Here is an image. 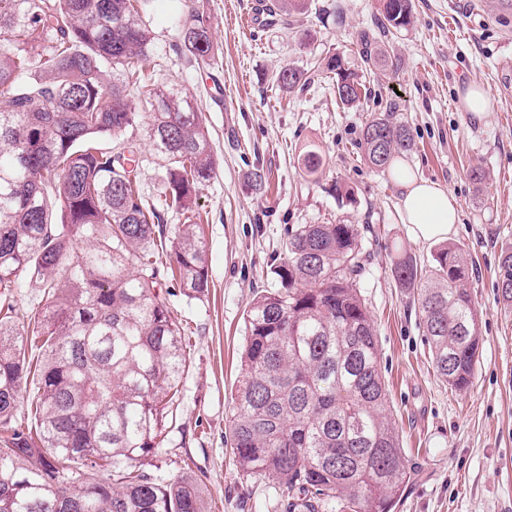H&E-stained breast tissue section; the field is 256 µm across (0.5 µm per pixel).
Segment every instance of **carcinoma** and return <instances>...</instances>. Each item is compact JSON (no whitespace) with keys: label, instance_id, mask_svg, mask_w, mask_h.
I'll return each instance as SVG.
<instances>
[{"label":"carcinoma","instance_id":"obj_1","mask_svg":"<svg viewBox=\"0 0 512 512\" xmlns=\"http://www.w3.org/2000/svg\"><path fill=\"white\" fill-rule=\"evenodd\" d=\"M135 0H0V512H206L201 479H161L148 466L173 421L186 344L165 301L209 293L208 249L196 230L199 194L216 157L202 112L184 91L135 78L153 37ZM291 18L307 0H271ZM378 34L361 36L369 67L398 68L382 38L410 23V0H381ZM185 49L214 52L210 18L182 28ZM40 57L41 75L28 81ZM336 96L363 84L337 57ZM304 73L280 67L288 93ZM136 87L150 106L149 138L162 161L158 198L139 187L130 129ZM364 160L384 171L413 150L391 111L361 132ZM315 174L320 155L299 156ZM168 210L185 220L164 224ZM356 224L286 229L273 273L244 318L242 380L232 396L230 449L239 472L281 489L280 512H394L414 470L400 446L374 322L356 284ZM417 302L437 376L468 388L479 318L461 249L441 246L420 265L393 261ZM499 288L512 304V246ZM38 288L46 305L20 312L14 293ZM35 384L31 422L19 420Z\"/></svg>","mask_w":512,"mask_h":512}]
</instances>
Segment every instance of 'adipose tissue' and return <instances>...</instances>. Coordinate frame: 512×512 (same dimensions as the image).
<instances>
[{
	"instance_id": "1",
	"label": "adipose tissue",
	"mask_w": 512,
	"mask_h": 512,
	"mask_svg": "<svg viewBox=\"0 0 512 512\" xmlns=\"http://www.w3.org/2000/svg\"><path fill=\"white\" fill-rule=\"evenodd\" d=\"M394 181L400 191L403 221L412 235L423 241L448 238L458 221V207L448 190L411 174L395 175Z\"/></svg>"
}]
</instances>
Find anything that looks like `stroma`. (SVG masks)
Wrapping results in <instances>:
<instances>
[{
	"label": "stroma",
	"mask_w": 512,
	"mask_h": 512,
	"mask_svg": "<svg viewBox=\"0 0 512 512\" xmlns=\"http://www.w3.org/2000/svg\"><path fill=\"white\" fill-rule=\"evenodd\" d=\"M412 22L383 48L397 70L370 74L360 37L374 29L380 0H310L306 15L267 16L261 0H139L153 37L138 68L142 83L185 89L203 112L217 165L200 199L207 242L209 294L167 302L189 354L174 418L154 463L159 474L201 477L207 512H278L277 486L243 478L225 436L231 396L240 380L244 312L254 295L273 287V265L286 228L297 224H355L366 261L359 277L378 331V354L404 454L416 475L395 512H512V306L497 286L503 243H512V7L505 0H412ZM200 12L212 21L214 55L193 59L181 25ZM340 55L371 93L358 105L336 101V77L325 63ZM302 71L306 84L282 96V65ZM476 84L489 111H466L462 95ZM133 134L141 147V191L158 194L157 160L148 110ZM395 107L415 148L401 163L415 176L447 188L459 222L450 235L471 269V298L479 316L475 376L455 392L436 375L423 332L417 291L393 273L397 250L418 264L438 244L415 239L404 224L400 192L390 173L372 169L359 140L369 116ZM322 159L311 176L300 154ZM481 167L482 182L470 178ZM270 188L252 195L254 170Z\"/></svg>",
	"instance_id": "stroma-1"
}]
</instances>
